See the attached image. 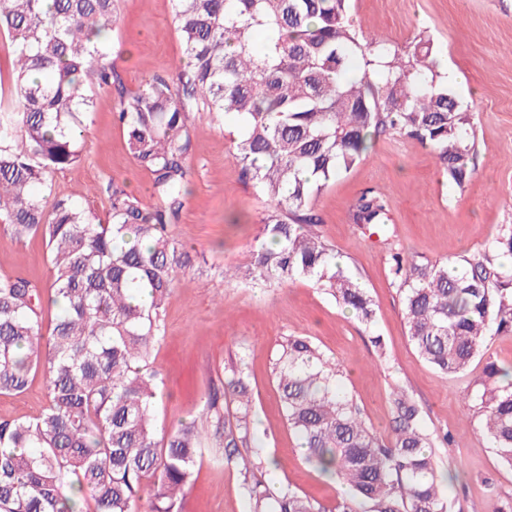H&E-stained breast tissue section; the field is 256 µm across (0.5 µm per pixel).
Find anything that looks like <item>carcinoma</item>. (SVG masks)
I'll use <instances>...</instances> for the list:
<instances>
[{
  "instance_id": "1",
  "label": "carcinoma",
  "mask_w": 512,
  "mask_h": 512,
  "mask_svg": "<svg viewBox=\"0 0 512 512\" xmlns=\"http://www.w3.org/2000/svg\"><path fill=\"white\" fill-rule=\"evenodd\" d=\"M182 60L119 92L114 119L150 182L147 203L111 178L98 221L52 190V175L82 158L86 88L118 77L106 43L116 0H0V34L14 54L8 96L0 92V226L18 241L39 236L52 266L47 290L0 279V393L21 394L41 374L48 397L32 420H0V512H80L66 489L91 491L92 512H182L203 433L243 476L248 512H322L290 485L257 477L273 466L254 437L246 357L224 369L206 425L182 422L160 438L161 373L152 353L179 274L201 270L171 227L185 205L192 114L234 115L232 158L269 202L249 263L225 274L262 286L314 283L372 327L374 303L313 231L312 200L364 159L373 138L398 132L433 151L440 173L461 189L476 168L474 113L439 71L422 34L399 46L358 34L349 0H172ZM352 223L383 234L386 201L361 193ZM512 224L485 249L455 262L393 255L410 342L443 376L484 357L488 338L512 332ZM148 292L146 306L134 303ZM55 310L49 328L45 311ZM288 428L304 459L332 473L346 494L334 512H448L435 444L419 404L391 392L392 437L362 419L342 389L339 363L306 336L280 344L274 368ZM473 402L484 435L512 468V378L486 362ZM236 405L233 413L225 403Z\"/></svg>"
}]
</instances>
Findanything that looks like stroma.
<instances>
[{"label":"stroma","mask_w":512,"mask_h":512,"mask_svg":"<svg viewBox=\"0 0 512 512\" xmlns=\"http://www.w3.org/2000/svg\"><path fill=\"white\" fill-rule=\"evenodd\" d=\"M350 11L363 34L399 44L419 33L433 40L453 74L451 89L475 114L477 172L464 188H454L429 149L391 133L376 139L363 161L313 200L318 233L374 301L375 327L369 330L308 281L272 288L225 282V268L247 262L268 204L231 158L232 122L196 113L187 201L171 232L204 258L207 270L181 276L166 306L165 333L153 352L163 378L157 425L164 431L201 418L209 391L224 384L225 366L246 356L255 437L278 462L274 480L333 512L343 487L306 463L283 419L272 373L279 341L307 336L341 365L344 389L382 438L391 436L390 391L396 382L422 407L427 430L450 436L451 445L435 453L453 477L445 490L451 512H496L512 502V468L487 444L483 417L471 399L483 364L443 377L418 357L389 266L396 252L444 261L479 253L500 225L512 224V0H350ZM116 14L109 44L124 88L133 92L153 76L173 74L181 45L171 0H117ZM94 98L83 157L54 174L53 189L102 218L105 199L92 189L109 178L142 199L150 192L148 176L114 121L115 93L98 90ZM368 189L386 196L393 231L388 241L363 237L350 220L353 203ZM50 268L40 237L17 241L0 230V278L45 286ZM374 332L382 336L384 352L371 345ZM46 406L37 376L22 394H0V419H33ZM241 483V475L225 466L222 449L203 448L182 512H247Z\"/></svg>","instance_id":"obj_1"}]
</instances>
